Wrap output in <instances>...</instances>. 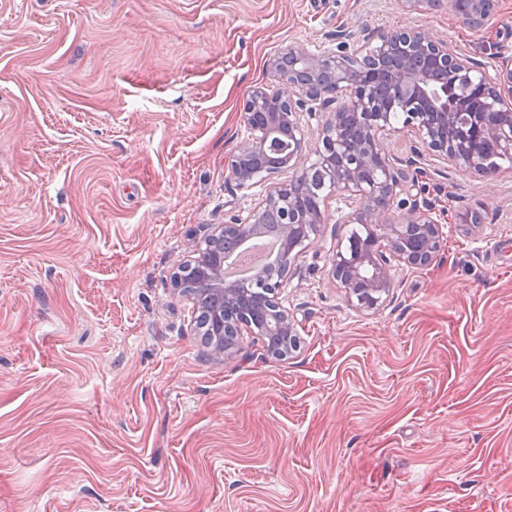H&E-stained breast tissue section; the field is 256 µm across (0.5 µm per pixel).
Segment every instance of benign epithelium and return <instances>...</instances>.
Returning <instances> with one entry per match:
<instances>
[{"label": "benign epithelium", "mask_w": 512, "mask_h": 512, "mask_svg": "<svg viewBox=\"0 0 512 512\" xmlns=\"http://www.w3.org/2000/svg\"><path fill=\"white\" fill-rule=\"evenodd\" d=\"M471 10L459 15L471 30L486 26L494 16V0H471ZM477 64L453 43L420 26L381 30L352 45L337 36L336 48L314 56L290 42L266 60L268 82L242 102L249 137L232 156L227 181L248 189L255 180L267 182L265 198L249 219L236 218L212 228L206 238L228 234L248 240L269 212L283 211V263H270L256 275L224 287V255L200 251L188 261L213 286L217 297L235 305L226 315L211 311L209 334L213 348H233L231 336L246 329L263 343L275 337L279 353L296 341L293 323L278 300L283 276L279 268L296 257L299 233L316 231L325 223V200L311 210L286 203L311 178L306 152L313 151L333 190L347 203L346 223L367 224L380 236L352 246L332 261L330 274L348 298L365 310L377 308L390 288L391 261L405 267L430 263L443 248L439 225L416 174L421 162L432 159L472 171L490 180L500 168L488 163L490 151L512 152V58L502 59L494 74H476ZM478 82L470 96H448V84L438 74ZM331 109L316 142L305 138L300 116L306 101ZM401 112L402 129L416 139L411 156L393 157L385 135L395 130L394 112ZM288 143V156L273 150ZM369 264L376 274L369 288L358 284L359 268Z\"/></svg>", "instance_id": "1"}]
</instances>
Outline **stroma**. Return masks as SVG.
Returning a JSON list of instances; mask_svg holds the SVG:
<instances>
[{
	"label": "stroma",
	"mask_w": 512,
	"mask_h": 512,
	"mask_svg": "<svg viewBox=\"0 0 512 512\" xmlns=\"http://www.w3.org/2000/svg\"><path fill=\"white\" fill-rule=\"evenodd\" d=\"M389 25L512 57V0H0V512H512V168L429 166L446 246L372 311L329 209L285 358L214 354L174 290L266 193L225 180L266 59ZM471 10L467 14H458L460 22L471 30L486 26L494 16V0H471Z\"/></svg>",
	"instance_id": "35a3bbf8"
}]
</instances>
